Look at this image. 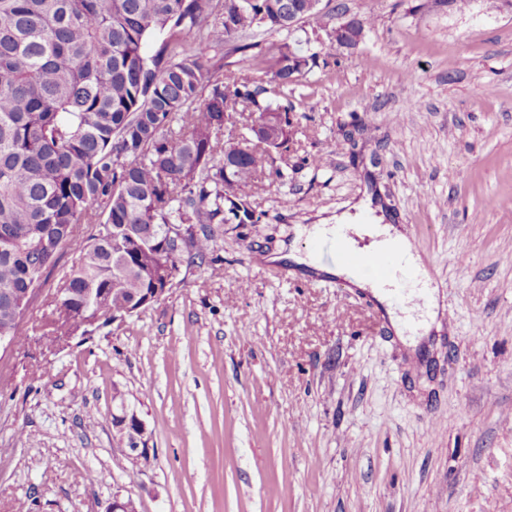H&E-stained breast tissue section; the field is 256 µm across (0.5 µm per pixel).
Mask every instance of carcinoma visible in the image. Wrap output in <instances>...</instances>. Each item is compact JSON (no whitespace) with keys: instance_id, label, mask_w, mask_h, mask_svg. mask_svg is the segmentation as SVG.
<instances>
[{"instance_id":"carcinoma-1","label":"carcinoma","mask_w":512,"mask_h":512,"mask_svg":"<svg viewBox=\"0 0 512 512\" xmlns=\"http://www.w3.org/2000/svg\"><path fill=\"white\" fill-rule=\"evenodd\" d=\"M244 2L226 17L216 0H0V289L41 286L57 266L54 248H30L35 232L51 227L72 242L81 224H130L116 245L110 231L88 237L57 287L78 304L87 289L108 288L107 312L120 316L145 289L163 285L160 273L205 261L214 249L208 225L225 223L224 213L254 221L240 191L270 154L259 142L237 149L219 123L232 107L228 88L253 107L264 88L216 74L234 53L239 69L261 70L283 87L304 73L286 42L239 43L258 30H288V0ZM294 2L300 22L330 25L328 13ZM264 111L287 150L288 117ZM165 224L198 226L191 248L167 241ZM82 322L51 318L43 336L52 343ZM15 329L14 311L0 301V334Z\"/></svg>"}]
</instances>
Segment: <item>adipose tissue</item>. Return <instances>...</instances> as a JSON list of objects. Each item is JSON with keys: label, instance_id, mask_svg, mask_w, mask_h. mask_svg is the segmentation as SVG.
Here are the masks:
<instances>
[{"label": "adipose tissue", "instance_id": "obj_1", "mask_svg": "<svg viewBox=\"0 0 512 512\" xmlns=\"http://www.w3.org/2000/svg\"><path fill=\"white\" fill-rule=\"evenodd\" d=\"M273 262H292L303 274L339 277L347 281L353 287L370 292L375 299L386 303L390 324L401 340H413L414 337L429 332L436 322L437 304L432 298L433 288L427 276H419L413 283L414 288L419 289L427 298L424 306L413 307L407 304L397 306L390 305L389 296L385 292L378 278L367 272H357L343 264L325 265L315 261L311 254L300 253L297 249H284L277 247L269 255Z\"/></svg>", "mask_w": 512, "mask_h": 512}]
</instances>
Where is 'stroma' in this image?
I'll use <instances>...</instances> for the list:
<instances>
[{
    "mask_svg": "<svg viewBox=\"0 0 512 512\" xmlns=\"http://www.w3.org/2000/svg\"><path fill=\"white\" fill-rule=\"evenodd\" d=\"M371 18L355 50L317 52L262 105L292 141L212 225L214 250L167 296L88 338L48 345L73 244L0 350V512H512V0H328ZM381 204L435 262L441 330L402 344L370 294L258 267L296 228ZM148 459L116 436L114 390Z\"/></svg>",
    "mask_w": 512,
    "mask_h": 512,
    "instance_id": "stroma-1",
    "label": "stroma"
}]
</instances>
